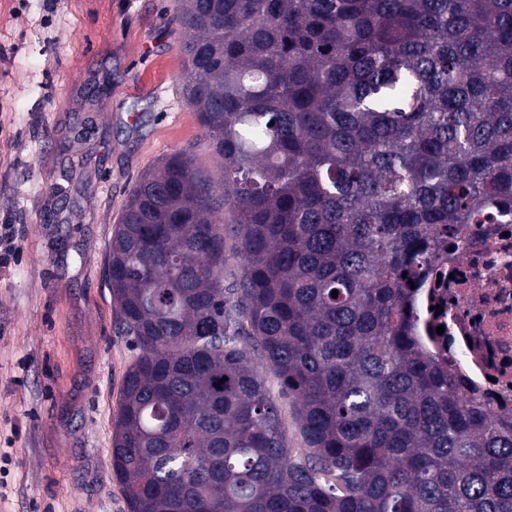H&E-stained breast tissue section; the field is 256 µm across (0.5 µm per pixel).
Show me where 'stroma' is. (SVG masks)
<instances>
[{
  "instance_id": "obj_1",
  "label": "stroma",
  "mask_w": 512,
  "mask_h": 512,
  "mask_svg": "<svg viewBox=\"0 0 512 512\" xmlns=\"http://www.w3.org/2000/svg\"><path fill=\"white\" fill-rule=\"evenodd\" d=\"M175 0H0V512H128L112 432L137 357L105 261L138 178L221 159L183 96ZM15 230L11 224L0 226V268H6L15 257Z\"/></svg>"
}]
</instances>
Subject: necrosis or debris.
<instances>
[{"label":"necrosis or debris","instance_id":"1","mask_svg":"<svg viewBox=\"0 0 512 512\" xmlns=\"http://www.w3.org/2000/svg\"><path fill=\"white\" fill-rule=\"evenodd\" d=\"M433 266L448 281L414 296L421 349L452 361L463 395L512 415V224L465 225Z\"/></svg>","mask_w":512,"mask_h":512}]
</instances>
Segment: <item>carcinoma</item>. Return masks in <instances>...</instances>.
Here are the masks:
<instances>
[{
  "label": "carcinoma",
  "instance_id": "1",
  "mask_svg": "<svg viewBox=\"0 0 512 512\" xmlns=\"http://www.w3.org/2000/svg\"><path fill=\"white\" fill-rule=\"evenodd\" d=\"M175 22L224 182L167 156L112 234L129 512H512V420L423 353L410 303L462 225L512 222V0H176ZM261 374L264 375V378L266 379L267 386L269 390L271 391L272 396L275 400L278 401L281 410H282V417L286 426L287 435H288V444L291 448H303V442H302V436L299 432L298 426L295 422V419L293 417L292 413V406L290 399L285 398L281 396L280 394V386L276 379V377L269 372V370L266 368L265 365L262 364L260 360H257L256 365Z\"/></svg>",
  "mask_w": 512,
  "mask_h": 512
}]
</instances>
